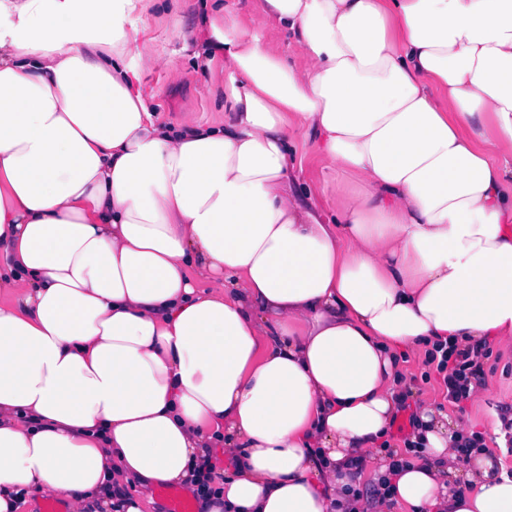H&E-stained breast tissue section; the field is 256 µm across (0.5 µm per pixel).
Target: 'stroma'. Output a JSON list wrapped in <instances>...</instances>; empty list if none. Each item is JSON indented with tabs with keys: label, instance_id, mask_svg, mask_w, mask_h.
Segmentation results:
<instances>
[{
	"label": "stroma",
	"instance_id": "stroma-1",
	"mask_svg": "<svg viewBox=\"0 0 512 512\" xmlns=\"http://www.w3.org/2000/svg\"><path fill=\"white\" fill-rule=\"evenodd\" d=\"M226 6L237 13L241 23L258 34L285 60L301 65L302 60L290 37L257 7V0H224ZM182 29H174L171 19L162 11L152 15L132 18L130 27L146 32L154 54L161 62L141 72L143 91L153 105L158 106L164 121L178 126L185 123L216 124L224 119V96L214 90L215 80L210 72L200 67L195 58L198 46L191 35L195 15L190 8H183ZM179 70L181 83L172 87L171 70ZM425 354L418 351L406 354L401 362V372L410 383L413 393L403 401L390 431L393 449L403 450L404 440L412 427L409 419L415 414L419 402L429 401L454 418L468 423L471 430L482 433L491 453L499 448L492 432L497 415L512 414V348L490 345L489 356L482 361L484 392L481 399L464 400L453 404L446 398V388L438 374H427Z\"/></svg>",
	"mask_w": 512,
	"mask_h": 512
}]
</instances>
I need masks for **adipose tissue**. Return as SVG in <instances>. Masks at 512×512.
I'll use <instances>...</instances> for the list:
<instances>
[{
	"mask_svg": "<svg viewBox=\"0 0 512 512\" xmlns=\"http://www.w3.org/2000/svg\"><path fill=\"white\" fill-rule=\"evenodd\" d=\"M156 2L0 0V512H141L113 487L190 485L219 447L203 512H512L426 404L421 457L353 491L403 355L512 345V0H260L299 67L194 0L224 122L175 128L126 28ZM297 156L296 165L292 170V175L297 179L300 185L311 187L314 184H321L325 179L331 178V172L324 168L323 163L318 158L314 143L311 138H306L302 134L297 136ZM302 157V169H299L298 160ZM48 498H53V497H48V495H43L41 493H34L33 496H31L30 498H27L28 499L27 503L19 511L20 512H40V509H41L43 503ZM56 498L59 502H61V505L63 506V508L67 510L66 512H69L70 509H69L68 503L61 498L55 497V499ZM59 502H57L56 500H48L43 505L41 511L42 512H62L63 510H62V507Z\"/></svg>",
	"mask_w": 512,
	"mask_h": 512,
	"instance_id": "ef3b65f1",
	"label": "adipose tissue"
}]
</instances>
